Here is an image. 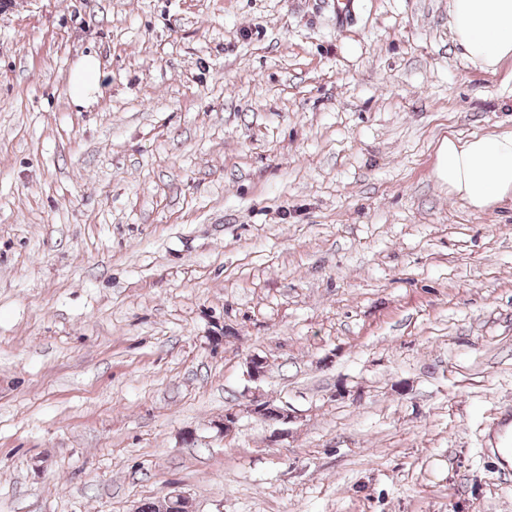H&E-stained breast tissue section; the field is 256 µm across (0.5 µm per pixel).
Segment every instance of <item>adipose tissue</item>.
Returning <instances> with one entry per match:
<instances>
[{"instance_id":"1","label":"adipose tissue","mask_w":512,"mask_h":512,"mask_svg":"<svg viewBox=\"0 0 512 512\" xmlns=\"http://www.w3.org/2000/svg\"><path fill=\"white\" fill-rule=\"evenodd\" d=\"M450 27L468 58L485 70L512 58V0H451ZM437 172L449 193L473 210L512 198V133L446 139Z\"/></svg>"}]
</instances>
